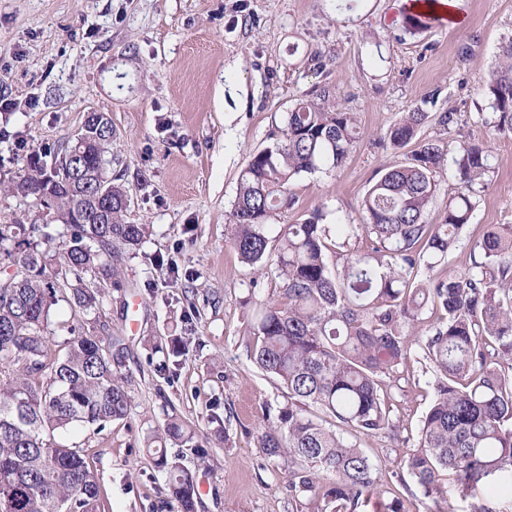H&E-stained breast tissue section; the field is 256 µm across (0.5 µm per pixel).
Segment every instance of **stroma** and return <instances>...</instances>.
Listing matches in <instances>:
<instances>
[{
	"label": "stroma",
	"mask_w": 512,
	"mask_h": 512,
	"mask_svg": "<svg viewBox=\"0 0 512 512\" xmlns=\"http://www.w3.org/2000/svg\"><path fill=\"white\" fill-rule=\"evenodd\" d=\"M457 9L460 24L412 31L403 0H0V181L32 150L72 137L88 112H105L115 132L108 175L129 196L127 222L150 227L100 309L129 347L131 415L62 438L90 455L106 512H171L166 477L140 443L170 412L201 436L212 415L226 427L225 442L207 443L205 465L183 451L196 468V512H303L287 467L260 448L265 408L281 394L244 350L248 293L275 300L281 283L241 263L228 220L241 171L298 100L330 89L332 104L357 113L359 142L341 167L296 179L297 203L274 223L317 209L328 224L362 223L363 197L404 157L391 127L420 108L459 123L443 132L427 122L418 139L450 157L464 140L492 155L448 265L470 266L484 231L512 225V133L482 123L492 114L487 77L512 39V0H458ZM150 336L186 342L173 376L155 373ZM434 383L414 353L390 394L397 435L360 440L381 459L384 499H399L401 512L431 507L401 484L398 462L417 442Z\"/></svg>",
	"instance_id": "1"
}]
</instances>
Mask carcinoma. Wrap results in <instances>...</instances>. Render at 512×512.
Returning <instances> with one entry per match:
<instances>
[{
	"instance_id": "obj_1",
	"label": "carcinoma",
	"mask_w": 512,
	"mask_h": 512,
	"mask_svg": "<svg viewBox=\"0 0 512 512\" xmlns=\"http://www.w3.org/2000/svg\"><path fill=\"white\" fill-rule=\"evenodd\" d=\"M494 128L512 132V41L486 83ZM300 99L287 113L276 142L254 154L242 170L229 220L233 246L251 267H273L280 299L260 305L245 336L247 357L285 400L266 413L262 448L288 464V491L308 512H364L380 498L379 463L353 439L395 434L386 378L403 373L413 345L436 374V396L419 429L415 449L400 463L422 496L440 506L443 472L456 476L462 496L481 484L488 500L512 497V225L488 230L475 243L479 259L420 278L448 257L470 223L474 186L492 170L490 151L460 144L453 157L462 186L448 197L442 223L424 215L446 154L423 141L390 165L362 200V224L322 223L320 211L297 224L268 219L293 208L292 183L303 173L340 166L358 141L357 114L329 103ZM429 118L405 113L389 140L404 148ZM112 141L90 149L87 168L112 187L108 223H98L95 202L69 185L71 143L52 162L30 154L11 190L36 209L44 180L55 175L54 205L74 209L72 224L51 234L49 224H0V512H105L97 472L85 451L57 437L88 426L102 432L128 419L135 379L127 370L121 336L95 333L106 284L120 274L122 256L139 249L146 224L125 221L126 191L107 176ZM336 235V266L326 243ZM58 236L56 263L71 278L58 282L42 244ZM362 241L352 249L350 241ZM78 312V323L57 340L50 329L58 293ZM436 315L432 334L415 335L424 312ZM156 371L178 365L177 337ZM195 431L179 416L143 440L155 467L166 474L180 512H195V473L167 447L197 449Z\"/></svg>"
}]
</instances>
